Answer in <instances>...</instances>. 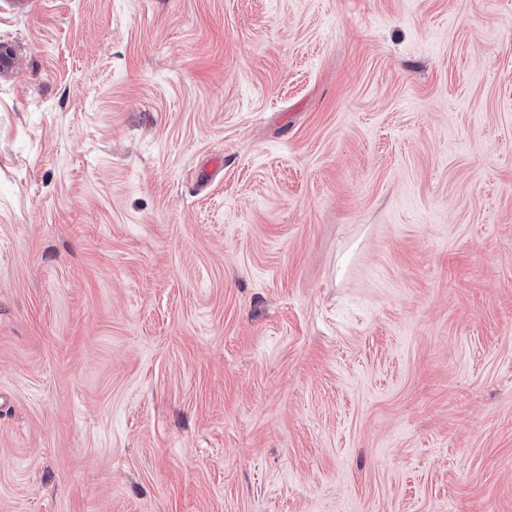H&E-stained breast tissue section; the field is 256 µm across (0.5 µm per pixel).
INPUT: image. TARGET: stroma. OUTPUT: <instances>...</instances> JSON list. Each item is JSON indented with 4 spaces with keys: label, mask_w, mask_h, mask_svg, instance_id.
<instances>
[{
    "label": "stroma",
    "mask_w": 512,
    "mask_h": 512,
    "mask_svg": "<svg viewBox=\"0 0 512 512\" xmlns=\"http://www.w3.org/2000/svg\"><path fill=\"white\" fill-rule=\"evenodd\" d=\"M0 45V512H512V0Z\"/></svg>",
    "instance_id": "1"
}]
</instances>
